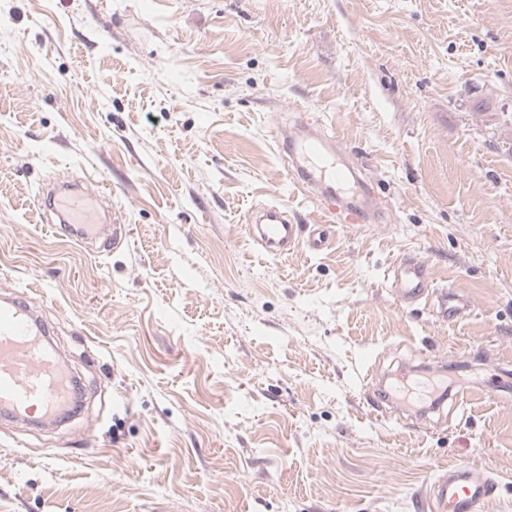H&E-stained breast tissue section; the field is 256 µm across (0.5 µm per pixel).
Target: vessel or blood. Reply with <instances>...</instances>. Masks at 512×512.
<instances>
[{"label":"vessel or blood","instance_id":"b4317fda","mask_svg":"<svg viewBox=\"0 0 512 512\" xmlns=\"http://www.w3.org/2000/svg\"><path fill=\"white\" fill-rule=\"evenodd\" d=\"M279 144L287 145L289 174L308 192L336 224H371L377 220L378 199L360 176V169L337 139L300 123L292 131H280ZM56 213L68 232L79 241L99 239L103 227L77 224L73 215L81 196L69 190ZM246 235L269 256L284 257L303 247L317 253L329 244L322 225L305 226L287 208L268 205L245 225ZM387 281L404 303L434 297L439 313L460 319L471 311L467 296L455 290L436 289L427 265L412 257L400 258L387 272ZM35 298L15 291L0 298V414L22 421L52 422L73 403V381L48 347V330L35 311ZM432 512H485L495 492L492 480L471 465H458L433 483Z\"/></svg>","mask_w":512,"mask_h":512}]
</instances>
